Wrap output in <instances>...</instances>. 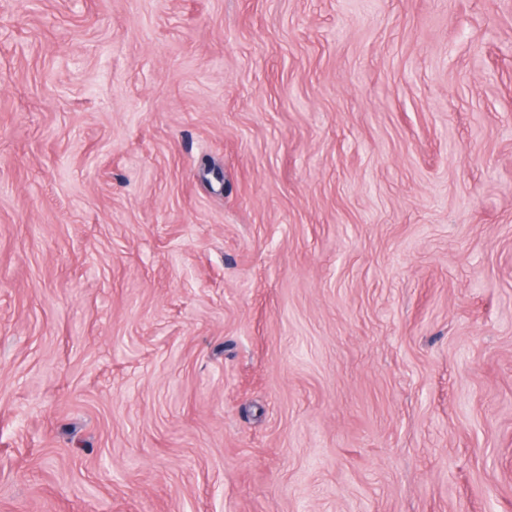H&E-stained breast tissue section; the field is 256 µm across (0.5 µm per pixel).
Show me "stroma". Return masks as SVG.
I'll list each match as a JSON object with an SVG mask.
<instances>
[{"mask_svg":"<svg viewBox=\"0 0 512 512\" xmlns=\"http://www.w3.org/2000/svg\"><path fill=\"white\" fill-rule=\"evenodd\" d=\"M0 512H512V0H0Z\"/></svg>","mask_w":512,"mask_h":512,"instance_id":"obj_1","label":"stroma"}]
</instances>
